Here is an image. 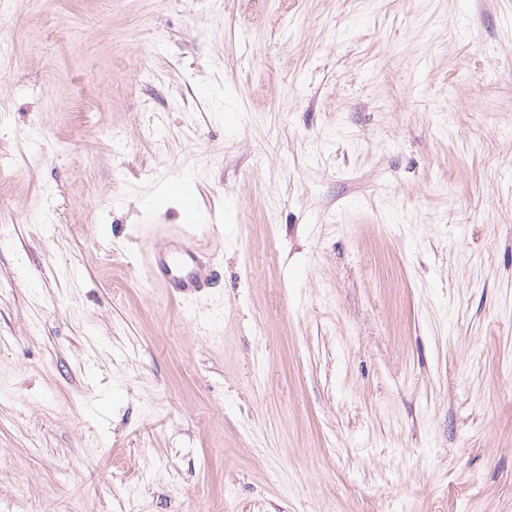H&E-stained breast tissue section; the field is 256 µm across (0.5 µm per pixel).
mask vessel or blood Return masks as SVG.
I'll list each match as a JSON object with an SVG mask.
<instances>
[{
  "instance_id": "obj_1",
  "label": "vessel or blood",
  "mask_w": 512,
  "mask_h": 512,
  "mask_svg": "<svg viewBox=\"0 0 512 512\" xmlns=\"http://www.w3.org/2000/svg\"><path fill=\"white\" fill-rule=\"evenodd\" d=\"M210 259L196 244L194 235L182 232L176 239L156 242L151 254L153 280L189 295L212 282Z\"/></svg>"
}]
</instances>
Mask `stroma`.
<instances>
[{
    "instance_id": "obj_1",
    "label": "stroma",
    "mask_w": 512,
    "mask_h": 512,
    "mask_svg": "<svg viewBox=\"0 0 512 512\" xmlns=\"http://www.w3.org/2000/svg\"><path fill=\"white\" fill-rule=\"evenodd\" d=\"M0 512H512V0H0ZM210 258L200 250L195 236L184 230L176 240L155 242L151 254L152 279L165 288L189 295L212 283Z\"/></svg>"
}]
</instances>
